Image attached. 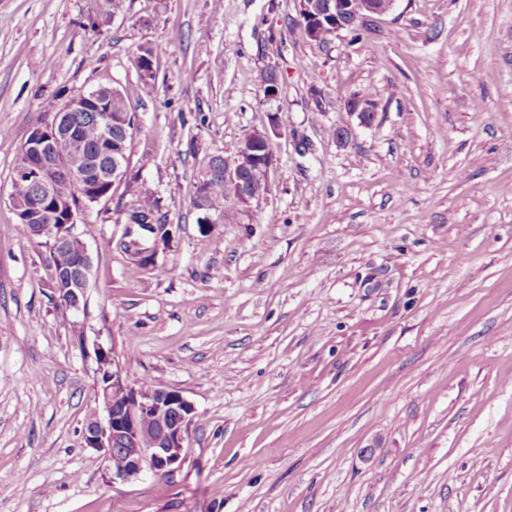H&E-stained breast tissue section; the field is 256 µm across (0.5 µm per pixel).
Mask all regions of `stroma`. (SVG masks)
I'll return each mask as SVG.
<instances>
[{
	"label": "stroma",
	"mask_w": 512,
	"mask_h": 512,
	"mask_svg": "<svg viewBox=\"0 0 512 512\" xmlns=\"http://www.w3.org/2000/svg\"><path fill=\"white\" fill-rule=\"evenodd\" d=\"M98 6L0 0V512H512V0H396L324 43L299 0ZM101 86L137 128L81 211L75 312L10 195L30 131ZM256 128L268 194L201 235L204 161ZM144 189L161 276L123 246ZM98 347L193 405L175 472L115 481L85 447ZM365 97L373 98L370 93H359ZM362 96H354L350 99L347 104L349 112L356 114L361 123H366L368 118H374L376 112L378 111V103L369 98H365ZM158 203L159 200L155 196V194L147 189L140 191L136 203L132 206L131 213L129 215V219L131 224H142L147 225V227H152L155 230L156 239L164 241L161 238V233L158 231L157 225H165L164 230H168L167 236L171 237V224L160 223V218L155 224L146 223L148 219L150 221H155L154 214L158 213ZM142 225H137L139 229L145 231Z\"/></svg>",
	"instance_id": "35a3bbf8"
}]
</instances>
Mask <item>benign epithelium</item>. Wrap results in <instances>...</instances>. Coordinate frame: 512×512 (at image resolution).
I'll list each match as a JSON object with an SVG mask.
<instances>
[{
	"mask_svg": "<svg viewBox=\"0 0 512 512\" xmlns=\"http://www.w3.org/2000/svg\"><path fill=\"white\" fill-rule=\"evenodd\" d=\"M396 0H366L363 15H383L392 10ZM301 10L308 18L311 36L322 29L337 34L347 27L352 18V0H300ZM96 95L75 96L51 121L34 127L23 144L16 173L19 178L41 185L49 191L51 180L59 173H76L80 159L71 155L62 160L54 155L55 142L72 139L74 127L67 113L80 110L95 100ZM349 112L363 123L375 116L378 103L369 98L355 96L347 104ZM248 147L233 155L224 156V181L239 185L236 195L224 205V215L204 212L200 227L209 233L215 224H221L248 211L257 197L246 189V180H269L273 164L271 139L267 132L253 129L246 133ZM112 164L98 172V178L115 182L125 176L126 163L123 143L110 135ZM51 197L36 199L34 203L19 204L16 213L20 223L31 225V233L44 238L48 245L64 244L79 257L77 272L70 278L53 285L59 300L73 310L81 309V298L89 285L91 257L78 232L79 207H71L62 224H40ZM109 386L99 391L95 417L84 428L85 446L101 453L112 480L130 481L143 474L171 473L181 467L186 458L188 427L194 408L181 394L157 387L128 384L118 362H112L108 374ZM122 458L118 467L112 466V456Z\"/></svg>",
	"mask_w": 512,
	"mask_h": 512,
	"instance_id": "benign-epithelium-1",
	"label": "benign epithelium"
}]
</instances>
